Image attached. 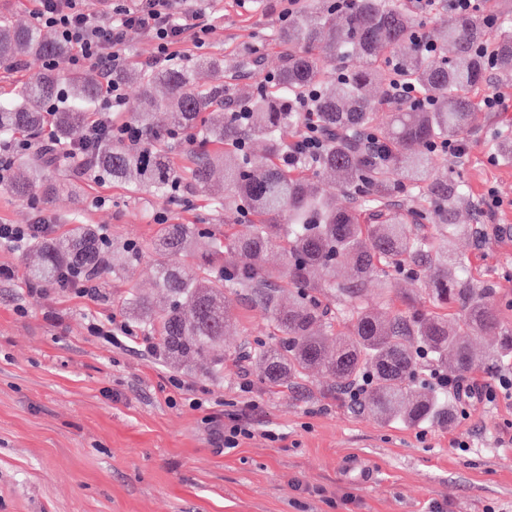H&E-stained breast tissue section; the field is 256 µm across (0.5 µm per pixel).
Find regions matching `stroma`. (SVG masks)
Returning <instances> with one entry per match:
<instances>
[{
  "mask_svg": "<svg viewBox=\"0 0 512 512\" xmlns=\"http://www.w3.org/2000/svg\"><path fill=\"white\" fill-rule=\"evenodd\" d=\"M215 30L186 57L241 53L262 58V73L281 62L274 33L281 0H192ZM505 110H477L471 150L448 166L468 192L456 203L454 253L468 258L475 279L495 285V302L512 328V164L491 160L495 132L512 130V76L492 75ZM68 191L47 206L55 224L79 214L112 244L147 240L159 221L223 230L238 215H211L200 188L184 185L167 205L151 193L131 195L96 184L71 166L49 168ZM505 201L495 219L481 210L486 186ZM105 206H96L97 198ZM23 249L0 246V512H512V399L476 403L469 418L410 427L381 421L333 396L331 381H261L247 354L264 314L245 294L234 298L230 329L237 354L205 371L167 356L150 357L93 336L95 319L117 312L128 290L150 291L153 262L110 277L106 297L74 289L33 292L22 280ZM368 306L382 317L423 297L401 277L366 283ZM191 384L207 401L196 409L168 400L169 377ZM248 411L257 432L239 448H217L207 412Z\"/></svg>",
  "mask_w": 512,
  "mask_h": 512,
  "instance_id": "obj_1",
  "label": "stroma"
}]
</instances>
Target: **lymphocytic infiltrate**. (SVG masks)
<instances>
[{
  "label": "lymphocytic infiltrate",
  "mask_w": 512,
  "mask_h": 512,
  "mask_svg": "<svg viewBox=\"0 0 512 512\" xmlns=\"http://www.w3.org/2000/svg\"><path fill=\"white\" fill-rule=\"evenodd\" d=\"M33 13L37 23L51 30L71 46L66 64L71 68H94L106 82V94L97 111V118L88 127L64 160L81 167L89 166V143L101 135L126 140L133 134L127 124H115L112 114L124 102L122 85L114 81L115 72L126 62V49L135 39L146 36L154 44L156 62H167L178 56L185 40L203 46L213 29L205 14L188 11L181 0H111L110 16L96 21L87 7V0H36ZM434 383L455 394L460 414H467L472 400L495 401L512 398V376L500 375L487 382L464 383L461 378L432 371Z\"/></svg>",
  "instance_id": "f902f5d3"
}]
</instances>
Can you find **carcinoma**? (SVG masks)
<instances>
[{"label": "carcinoma", "instance_id": "cac0c4a2", "mask_svg": "<svg viewBox=\"0 0 512 512\" xmlns=\"http://www.w3.org/2000/svg\"><path fill=\"white\" fill-rule=\"evenodd\" d=\"M412 34L401 0H354L343 11L323 0L275 33L284 64L274 79L262 83L257 96L227 103L219 59L186 64L176 58L161 68L123 70L119 80L140 89L139 109L126 118L140 137L122 142L104 135L91 142V172L166 202L179 200L175 185L189 180L209 193L214 214L249 215L247 230L240 234L229 224L220 235L201 224H160L150 241H129L110 252L91 225L74 217L64 233L29 240L38 259L22 278L35 288H78L106 268L122 274L150 252L165 307L155 311L152 298L138 291L122 305L132 324L158 337L168 356L220 369L233 354L224 345L233 295L247 288L269 327L250 351L263 379L283 383L322 372L334 379L337 392L366 384L356 403L384 420L448 423L450 396L421 378L425 368L450 362L467 373L483 362L512 359V331L494 303L492 285L474 279L461 261L448 265L453 203L467 187L444 179L448 160L430 145L468 130L476 97L489 85V64L512 74V28L490 33L475 20L450 18L435 33L430 53L413 45ZM476 44L486 53H475ZM70 53L43 28L0 19V65L37 66L18 100L0 99V143L47 128L56 141L55 156L33 163L12 183L23 201L46 204L63 191L44 180V168L55 165L96 120L93 106L105 93L93 70L44 66L48 58ZM336 60L342 67L332 77L327 65ZM395 74L432 105L393 113L380 156L357 144L358 132L375 127L377 103L367 88L388 85ZM312 90L317 100L303 112L298 101ZM156 112L167 113L165 124L154 122ZM311 120L328 133L322 152L314 161L288 163L283 131L292 126L300 133ZM254 141L264 146L260 160L250 151ZM175 142L186 147L183 166L172 157ZM322 171L359 198L357 207L336 208L319 180ZM400 196L409 201L405 211L384 215ZM428 225L435 233H420ZM274 247L284 263L269 268L263 257ZM226 249L249 262L224 266ZM339 265L350 268L354 285L336 281ZM389 269L423 282L428 304L409 303L386 322L367 309L361 292L367 279ZM284 290L291 295L286 306ZM326 292L344 297L341 315L350 324L347 338L335 344L321 300Z\"/></svg>", "mask_w": 512, "mask_h": 512}]
</instances>
